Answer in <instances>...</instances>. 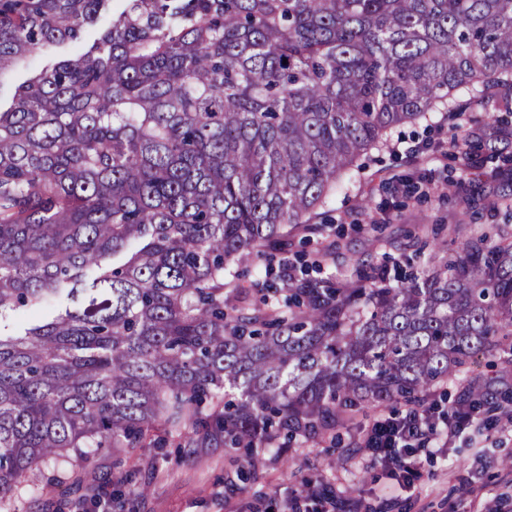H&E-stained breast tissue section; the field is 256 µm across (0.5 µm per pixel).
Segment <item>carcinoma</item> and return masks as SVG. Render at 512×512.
<instances>
[{
    "label": "carcinoma",
    "mask_w": 512,
    "mask_h": 512,
    "mask_svg": "<svg viewBox=\"0 0 512 512\" xmlns=\"http://www.w3.org/2000/svg\"><path fill=\"white\" fill-rule=\"evenodd\" d=\"M111 0H0V77ZM0 108V500L112 449L299 446L512 372V240L480 227L391 285L238 284L356 163L456 94L512 86V0H124ZM51 316L41 313L44 305ZM462 407L485 406L479 381Z\"/></svg>",
    "instance_id": "cac0c4a2"
}]
</instances>
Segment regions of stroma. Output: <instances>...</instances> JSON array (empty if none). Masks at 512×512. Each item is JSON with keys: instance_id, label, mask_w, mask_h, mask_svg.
<instances>
[{"instance_id": "stroma-1", "label": "stroma", "mask_w": 512, "mask_h": 512, "mask_svg": "<svg viewBox=\"0 0 512 512\" xmlns=\"http://www.w3.org/2000/svg\"><path fill=\"white\" fill-rule=\"evenodd\" d=\"M122 0H110L78 42L45 49L29 67L0 77V103L9 104L16 87L33 72L88 48L106 28ZM481 99L462 95L455 102V120L439 114L428 121L394 129L380 149L362 160L363 168L347 190L316 210L308 237H293L289 262L315 253L323 256V275L351 267L358 259H375L387 270L415 271L428 257L431 243L459 250L471 228L494 224L512 236V209H489V202L512 194V115L487 120ZM465 136L468 157L450 145ZM479 378L483 397L497 403L512 396V373L500 372L491 358H481L458 378L431 392L434 424L448 416L471 378ZM375 414L365 411L336 439L306 448L290 447L261 455L255 476L241 474L239 451L212 444L191 451L167 445L142 451L146 484L116 510L109 489L124 479L132 462L99 452L91 461L61 474L54 460H45L38 474L45 492H17L12 512H289L304 482L324 478L341 499L362 501L368 512H475L468 489L503 499L512 512V418L502 412L485 416L450 444L430 442L420 455L421 477L412 491H401L382 466L359 449Z\"/></svg>"}]
</instances>
